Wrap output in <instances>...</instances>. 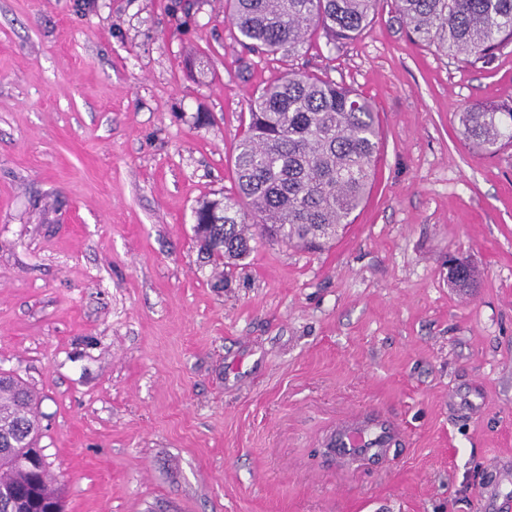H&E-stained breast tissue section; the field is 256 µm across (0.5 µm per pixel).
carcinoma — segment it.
<instances>
[{"label":"carcinoma","mask_w":512,"mask_h":512,"mask_svg":"<svg viewBox=\"0 0 512 512\" xmlns=\"http://www.w3.org/2000/svg\"><path fill=\"white\" fill-rule=\"evenodd\" d=\"M246 50L286 54L313 31L328 42L358 35L380 0H228ZM415 39L465 64L489 63L512 42V0H395ZM460 133L488 155L512 146V107L458 113ZM379 151L371 104L353 90L290 72L251 100L249 122L234 161L236 192L194 208L195 235L214 261L242 262L255 234L319 249L336 240L364 202ZM449 279L469 288L475 272L448 262ZM36 397L13 374H0V486H14L37 512H64L61 494L18 460L36 446Z\"/></svg>","instance_id":"carcinoma-1"}]
</instances>
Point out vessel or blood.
Wrapping results in <instances>:
<instances>
[{"instance_id": "b4317fda", "label": "vessel or blood", "mask_w": 512, "mask_h": 512, "mask_svg": "<svg viewBox=\"0 0 512 512\" xmlns=\"http://www.w3.org/2000/svg\"><path fill=\"white\" fill-rule=\"evenodd\" d=\"M395 436V430L387 422L356 421L338 426L328 444L336 460L353 463L385 456Z\"/></svg>"}]
</instances>
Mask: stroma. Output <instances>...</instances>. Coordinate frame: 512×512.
Segmentation results:
<instances>
[{
    "instance_id": "obj_1",
    "label": "stroma",
    "mask_w": 512,
    "mask_h": 512,
    "mask_svg": "<svg viewBox=\"0 0 512 512\" xmlns=\"http://www.w3.org/2000/svg\"><path fill=\"white\" fill-rule=\"evenodd\" d=\"M224 5L0 0V370L65 512H512V146L456 118L512 105V44L457 62L381 0L353 40L258 55ZM291 70L373 105L370 193L329 249L261 239L215 287L193 210ZM378 415L386 463L329 455Z\"/></svg>"
}]
</instances>
